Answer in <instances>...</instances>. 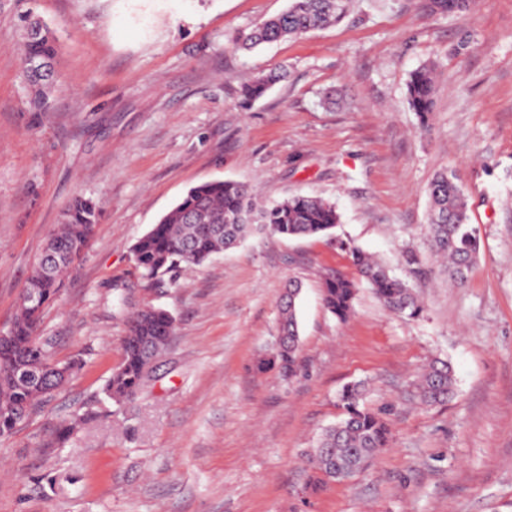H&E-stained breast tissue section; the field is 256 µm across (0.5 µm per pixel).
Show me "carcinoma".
I'll list each match as a JSON object with an SVG mask.
<instances>
[{
	"mask_svg": "<svg viewBox=\"0 0 512 512\" xmlns=\"http://www.w3.org/2000/svg\"><path fill=\"white\" fill-rule=\"evenodd\" d=\"M472 0H427L426 7L442 13L470 9ZM348 0H288V7L262 23L239 31L232 38L239 50L252 51L261 45L300 37L315 29L341 21L347 13ZM25 40L19 78L31 95L34 112L51 108L58 74L40 80L26 81L29 63L55 65L57 46L54 33L46 22L34 15L23 19ZM276 77L260 76L244 89V97L254 100L263 96ZM407 102L412 111L425 118L433 111L432 68L414 70L407 83ZM430 200L429 236L434 254L446 263L448 276L462 283L467 279L481 248L480 237L468 224V201L458 178L452 173L437 174L428 189ZM100 210L91 199H74L62 215L60 229L49 245L63 254L81 253L87 246L98 223ZM340 224L335 204L313 196H294L282 201L257 205L251 189L234 180L214 181L191 188L157 224L132 245L131 252L140 279L154 281L177 271L181 266H199L213 256L241 245L256 230L284 237L330 235ZM338 247L349 253L352 264L368 283L377 298L395 314L407 319L418 318L422 305L407 280L392 273L390 268L363 248L343 239ZM60 279L45 271L42 259H37L26 280L24 292L39 295L43 303L54 300ZM301 288L288 282L280 302L278 336L282 346L276 358L282 368L293 372L300 351L297 300ZM356 288L341 276L325 279L323 302L330 313L341 321L353 309ZM40 311L20 310L9 331L8 339L0 344V436H6L19 424L18 416L26 417L35 404L55 389V368L66 366L73 371L78 363L63 364L54 359L48 343L33 336ZM123 337V359L113 370L104 393L120 404L131 400L143 389L148 375L146 366L164 350L174 331V319L165 309L148 306L128 317ZM34 371L37 377L22 383L4 371ZM421 402L427 406L442 404L454 395V375L451 365L442 360L432 362L418 382ZM365 385H346L339 400L343 417L327 427L319 436L308 457L319 474L335 466L350 474L363 470L388 447L391 429L377 413L364 405Z\"/></svg>",
	"mask_w": 512,
	"mask_h": 512,
	"instance_id": "1",
	"label": "carcinoma"
}]
</instances>
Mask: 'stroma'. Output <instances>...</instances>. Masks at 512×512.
I'll list each match as a JSON object with an SVG mask.
<instances>
[{"mask_svg": "<svg viewBox=\"0 0 512 512\" xmlns=\"http://www.w3.org/2000/svg\"><path fill=\"white\" fill-rule=\"evenodd\" d=\"M287 4L0 0V332L69 201L101 208L34 331L81 368L0 438V512H512V0L457 13L350 0L338 24L234 48L239 30ZM29 13L57 39L61 81L41 114L18 78ZM423 65L435 68L425 124L406 87ZM443 170L464 186L482 243L462 284L428 244V187ZM227 179L260 203L334 202V237L258 234L142 282L135 241L191 187ZM340 238L397 274L415 253L422 315L385 307ZM331 271L358 288L343 322L322 300ZM291 280L303 288L297 372H257ZM147 305L170 311L174 332L148 386L118 406L102 389L128 315ZM435 357L452 364L455 393L429 407L415 379ZM360 380L391 444L348 480L312 488L305 451Z\"/></svg>", "mask_w": 512, "mask_h": 512, "instance_id": "1", "label": "stroma"}]
</instances>
